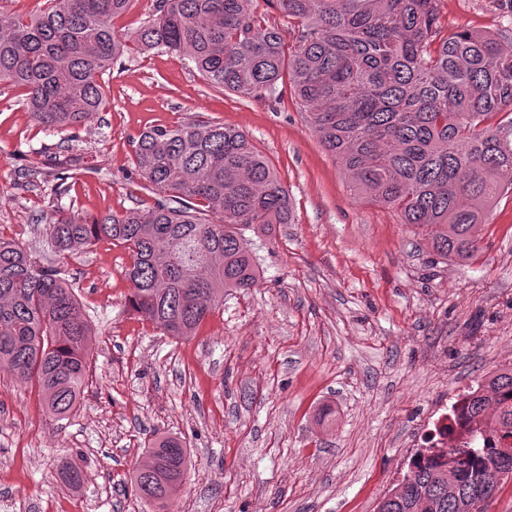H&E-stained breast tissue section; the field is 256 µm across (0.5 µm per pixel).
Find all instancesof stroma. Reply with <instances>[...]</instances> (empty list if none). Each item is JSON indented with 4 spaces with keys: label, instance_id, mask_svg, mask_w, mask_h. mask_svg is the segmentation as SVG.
Wrapping results in <instances>:
<instances>
[{
    "label": "stroma",
    "instance_id": "stroma-1",
    "mask_svg": "<svg viewBox=\"0 0 512 512\" xmlns=\"http://www.w3.org/2000/svg\"><path fill=\"white\" fill-rule=\"evenodd\" d=\"M448 30L512 27V0H443ZM107 105L76 128L34 123L22 88L0 85V233L46 255L41 217L93 218L153 205L132 140L204 120L243 131L292 201V221L256 237L258 283L181 340L127 303V250L111 241L58 266L92 328L95 371L69 419L0 370V512H152L130 479L156 435L191 464L167 512H377L444 400L512 366V194L478 228V249L442 258L429 227L356 198L290 91L209 87L186 58L150 51L112 66ZM83 453L85 480L57 476Z\"/></svg>",
    "mask_w": 512,
    "mask_h": 512
}]
</instances>
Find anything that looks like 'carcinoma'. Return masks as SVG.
I'll return each mask as SVG.
<instances>
[{
    "mask_svg": "<svg viewBox=\"0 0 512 512\" xmlns=\"http://www.w3.org/2000/svg\"><path fill=\"white\" fill-rule=\"evenodd\" d=\"M47 2L26 20L0 11V84L25 89L40 126L68 130L105 105L104 76L132 50L114 19L132 0ZM271 2L298 23L289 48L281 29L257 22L254 0H155L133 42L186 57L216 89L260 98L289 86L356 196L436 227L440 256L472 255L474 227L512 192V49L495 33L446 32L442 0ZM134 158L153 206L88 221L64 209L59 183L46 237L63 257L102 240L123 246L131 310L189 339L224 304V289L256 285L245 233L291 223L288 190L246 135L222 123L150 128ZM91 334L68 279L0 235V366L35 387L57 421L93 382ZM460 416L466 437L418 451L405 490L379 512H468L486 481L503 479L497 448L512 438V366L469 388ZM187 468L178 439L156 438L131 482L165 512ZM58 475L80 488L82 454L62 460Z\"/></svg>",
    "mask_w": 512,
    "mask_h": 512,
    "instance_id": "carcinoma-1",
    "label": "carcinoma"
}]
</instances>
